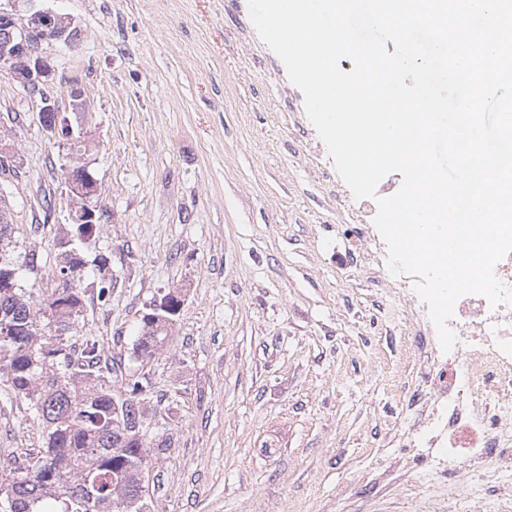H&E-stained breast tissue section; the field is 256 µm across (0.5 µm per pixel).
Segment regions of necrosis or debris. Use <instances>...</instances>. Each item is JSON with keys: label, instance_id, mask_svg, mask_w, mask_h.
Instances as JSON below:
<instances>
[{"label": "necrosis or debris", "instance_id": "4bbe7bcc", "mask_svg": "<svg viewBox=\"0 0 512 512\" xmlns=\"http://www.w3.org/2000/svg\"><path fill=\"white\" fill-rule=\"evenodd\" d=\"M447 326L456 344L446 353L428 305L419 303L414 328L427 391L412 393L406 404L415 414L406 435L416 447L478 468L492 486L500 471L512 469V306L466 294Z\"/></svg>", "mask_w": 512, "mask_h": 512}]
</instances>
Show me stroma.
Returning <instances> with one entry per match:
<instances>
[{"instance_id":"1","label":"stroma","mask_w":512,"mask_h":512,"mask_svg":"<svg viewBox=\"0 0 512 512\" xmlns=\"http://www.w3.org/2000/svg\"><path fill=\"white\" fill-rule=\"evenodd\" d=\"M75 18L72 46L41 47L53 79L29 92L0 71V205L12 248L52 288L71 198L42 94L91 131L101 216L87 257L110 294L85 293L79 333L125 377L146 371L156 442L153 512H496L449 496L432 448L404 441L422 386L414 331L371 283L361 226L398 192L355 198L248 0H37ZM81 92L73 106L70 92ZM183 289L147 367L133 358L146 303ZM44 426L0 381V457L42 448Z\"/></svg>"}]
</instances>
